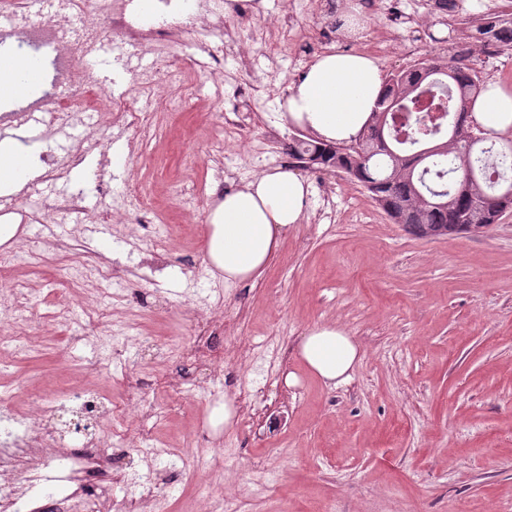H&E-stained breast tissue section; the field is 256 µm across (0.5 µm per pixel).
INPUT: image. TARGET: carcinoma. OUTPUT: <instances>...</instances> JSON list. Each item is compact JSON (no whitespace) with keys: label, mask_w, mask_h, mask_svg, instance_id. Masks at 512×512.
Masks as SVG:
<instances>
[{"label":"carcinoma","mask_w":512,"mask_h":512,"mask_svg":"<svg viewBox=\"0 0 512 512\" xmlns=\"http://www.w3.org/2000/svg\"><path fill=\"white\" fill-rule=\"evenodd\" d=\"M474 15L450 25L462 44L469 43ZM480 42L512 47V19L482 21ZM429 70H402L385 77L373 121L367 129L383 134L388 148L372 143L362 150L351 143L295 139L288 152L310 170L334 168L359 182L395 223L419 238L470 233L472 224H496V207L512 185V140L484 136L468 123V108L485 90L469 65V56H436L421 61ZM473 173L460 184L461 158Z\"/></svg>","instance_id":"obj_1"}]
</instances>
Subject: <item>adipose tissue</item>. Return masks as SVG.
<instances>
[{
    "label": "adipose tissue",
    "instance_id": "adipose-tissue-1",
    "mask_svg": "<svg viewBox=\"0 0 512 512\" xmlns=\"http://www.w3.org/2000/svg\"><path fill=\"white\" fill-rule=\"evenodd\" d=\"M384 89L378 60L367 53L336 51L318 56L292 84L285 117L327 142L351 141L363 131ZM484 132L512 131V85L491 82L469 111ZM205 250L228 282L260 278L289 230L298 224L310 185L291 169L278 167L233 190L211 189ZM296 349L307 370L328 388L351 378L360 346L343 328L316 324L300 336Z\"/></svg>",
    "mask_w": 512,
    "mask_h": 512
}]
</instances>
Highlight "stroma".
Instances as JSON below:
<instances>
[{"mask_svg":"<svg viewBox=\"0 0 512 512\" xmlns=\"http://www.w3.org/2000/svg\"><path fill=\"white\" fill-rule=\"evenodd\" d=\"M360 2L361 35L337 38L336 48L372 54L387 73L414 66L416 58L400 52L413 35L422 39L418 58L448 55L440 39L453 15L432 0ZM224 3H196L197 11L222 19V30L201 27L145 52L152 65L220 56L223 85L197 67L189 75L193 108L166 111L172 93L165 88L140 99L149 137L138 141L113 128L109 136L124 152L101 173L91 167L110 146L98 144L92 119L68 126L66 140L48 134L34 152L36 173L15 194L20 207L78 196L83 208L49 230L25 224L0 244L36 251L37 260L18 265L14 278L35 287L33 314L41 325L34 352L13 359L0 379L25 380L46 401L78 382L105 395L116 412L132 399L165 403L167 416L149 436L153 445L184 449L196 436L233 442L234 454L209 462L204 492L178 458L156 460L157 492L170 512H205L211 493L231 496L239 512H512V209L482 232L422 239L345 173L307 170L309 203L272 264L256 282H225L206 259L210 186L237 187L283 166L289 143L304 131L282 117L280 105L310 62L292 52L296 42L319 40L325 18L314 0H260L248 21ZM398 10L405 18L396 22ZM83 65L93 68L110 103L136 82L106 54ZM238 85L250 87L248 103L233 98ZM234 110L238 125L225 124L224 114ZM79 145L85 179L46 180L45 154L63 162ZM141 185L150 188L158 215L150 238L136 223L132 190ZM106 211L115 219L103 221ZM157 238L168 247L166 268L154 276L139 263ZM74 239L85 254L105 258L115 276L109 297L96 278L83 283L85 318L98 326L84 341L71 339L56 316L79 264L61 245ZM217 301L224 320L208 333L222 349L223 377L200 355L188 374L201 391L188 399L173 391L159 396L154 385L181 367L159 343L196 346L198 322L209 319ZM324 322L345 329L362 350L351 379L334 390L295 350L299 336ZM114 329L127 337L125 352L101 376L90 370L96 338ZM269 371L273 383L250 422L210 426L225 399L244 410L242 393ZM290 372L298 378L291 387L284 382ZM132 374L148 379V387L131 388Z\"/></svg>","mask_w":512,"mask_h":512,"instance_id":"stroma-1","label":"stroma"}]
</instances>
